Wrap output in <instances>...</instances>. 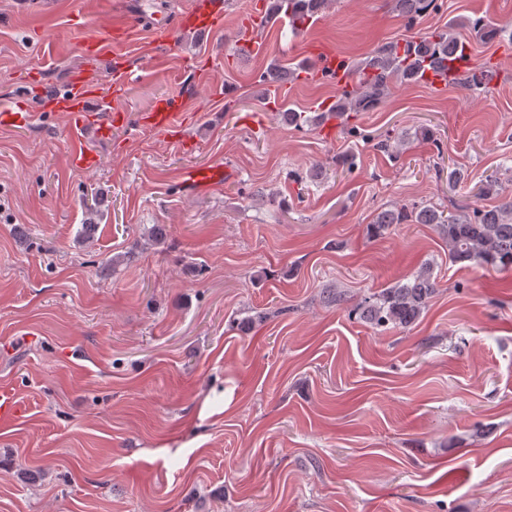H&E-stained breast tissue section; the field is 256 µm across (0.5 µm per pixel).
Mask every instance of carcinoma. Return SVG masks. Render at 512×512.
I'll return each instance as SVG.
<instances>
[{
	"mask_svg": "<svg viewBox=\"0 0 512 512\" xmlns=\"http://www.w3.org/2000/svg\"><path fill=\"white\" fill-rule=\"evenodd\" d=\"M332 0H267L270 18L283 17L298 30L322 14ZM394 7L403 15L418 20L437 8V0H394ZM486 40H512V24L483 18L467 24ZM456 24L444 29L418 33L410 38L381 44L372 55L352 62L355 88L336 98L330 111L342 118L350 112H367L387 98L395 85L421 83L428 70L446 69L454 75L452 83L475 92L486 86V80L468 68L459 71L455 62L464 57L466 42L455 33ZM500 177L487 176L477 187L480 199L501 194ZM407 221L432 224L448 246V260L455 264L469 263L492 270L512 269V199L499 204L470 207L458 204L445 211L426 205L411 212L404 208L385 209L376 215L370 232L385 234L394 224ZM438 288L431 263L421 264L409 277L398 280L360 301L350 303V295L341 285L324 288V299L330 305L343 307L348 314L374 329L407 328L428 308Z\"/></svg>",
	"mask_w": 512,
	"mask_h": 512,
	"instance_id": "obj_1",
	"label": "carcinoma"
}]
</instances>
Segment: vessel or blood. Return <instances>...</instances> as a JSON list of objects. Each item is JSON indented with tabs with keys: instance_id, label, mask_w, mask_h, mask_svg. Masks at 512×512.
Wrapping results in <instances>:
<instances>
[{
	"instance_id": "obj_1",
	"label": "vessel or blood",
	"mask_w": 512,
	"mask_h": 512,
	"mask_svg": "<svg viewBox=\"0 0 512 512\" xmlns=\"http://www.w3.org/2000/svg\"><path fill=\"white\" fill-rule=\"evenodd\" d=\"M265 7L262 0H257L250 18L239 29V45L247 50L256 46L255 36L265 26ZM224 14L222 0H205L202 8L192 10L168 19L155 16L128 27L122 24L108 26L103 36L87 35L81 37V46L93 49L103 55L120 52L129 42L130 30L145 31L154 40L168 43L176 41L179 34L194 32L197 34L215 33ZM309 66L306 73L308 82L319 83L325 79L335 80L337 86L347 89L352 84V77L335 51L327 46L317 44L310 46ZM134 71L115 67L108 85H101L97 79L85 72H73L66 86L62 89L41 93L38 101H30L27 94L14 95L5 103H0L1 128H26L31 126L40 112H59L71 120L70 129L74 145L72 161L82 170L94 168L96 157L84 153L79 140L85 131L93 130L99 136H109L113 129L125 126L128 122L126 112L113 109L112 103L120 99L126 87L135 79ZM182 95L171 94L156 101L153 109L140 114L138 123L157 133H167L182 126L188 115ZM224 178L223 165L192 168L183 174L186 185L206 189Z\"/></svg>"
}]
</instances>
